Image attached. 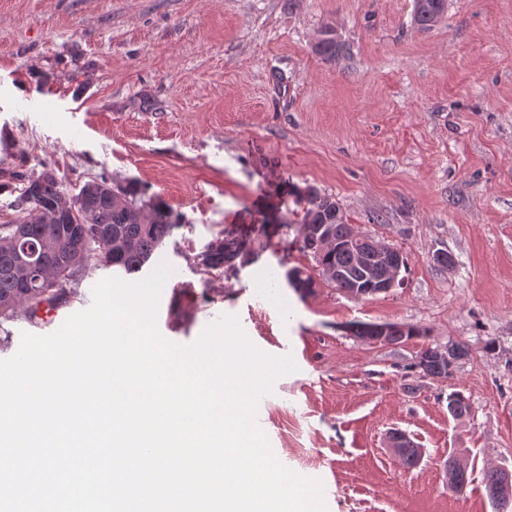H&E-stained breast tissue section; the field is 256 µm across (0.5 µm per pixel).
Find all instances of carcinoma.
<instances>
[{
  "mask_svg": "<svg viewBox=\"0 0 512 512\" xmlns=\"http://www.w3.org/2000/svg\"><path fill=\"white\" fill-rule=\"evenodd\" d=\"M442 0H427V6L413 14L421 30H429L441 12ZM315 49L326 60H334L343 44L330 35L322 36ZM22 184L21 208L7 224H0V325L14 319L25 308L32 319L41 306L65 300L75 293L73 285L89 271L114 268L127 274L142 270L155 251L170 237L178 216L158 201L145 199V193L131 186L112 185L118 200L106 191L109 180L99 177L86 182L79 190L84 195V224H47L44 210L66 194L62 179L51 168L40 174L16 173ZM303 211L302 228L307 235L300 240V250L315 261L319 275L330 268L341 271L347 284L362 285L379 281L383 267L370 244L358 249L345 246L351 225L336 221V200L317 189L306 188L299 196ZM324 227L332 239V247L319 252L308 232ZM256 252L255 241L242 234L227 232L210 243L196 256L197 264L207 273L233 271L242 265L245 254ZM293 287L301 292L312 288V274L302 268L287 273ZM438 347L427 346L419 354L415 367L424 375L437 379L451 375L457 360L465 354V346L453 343L448 358L437 353ZM470 411V402L462 394L448 396V412L462 417ZM402 461L414 466L421 449L407 439L397 444ZM448 483L457 491L468 484V462L453 455L445 464ZM488 497L499 512L512 506V474L500 470L484 473Z\"/></svg>",
  "mask_w": 512,
  "mask_h": 512,
  "instance_id": "obj_1",
  "label": "carcinoma"
}]
</instances>
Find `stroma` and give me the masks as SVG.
I'll return each instance as SVG.
<instances>
[{
  "mask_svg": "<svg viewBox=\"0 0 512 512\" xmlns=\"http://www.w3.org/2000/svg\"><path fill=\"white\" fill-rule=\"evenodd\" d=\"M414 0H0V224L16 216V170L55 169L69 194L90 179L134 184L179 221L152 256L174 272L157 325L193 342L223 314L261 350L292 354L257 410L286 467L321 479L328 512H496L484 473L512 472V0H448L436 27ZM347 50L314 46L326 28ZM332 195L348 223L399 249L403 283L353 299L302 295L298 189ZM263 244L257 261L209 274L195 261L224 231ZM447 251L452 268L434 255ZM109 268L65 303L6 322L45 335L86 309ZM399 322L395 346L354 336ZM467 356L431 381L428 345ZM470 401L462 418L448 396ZM422 450L406 466L388 445ZM469 485H448L449 454Z\"/></svg>",
  "mask_w": 512,
  "mask_h": 512,
  "instance_id": "1",
  "label": "stroma"
}]
</instances>
